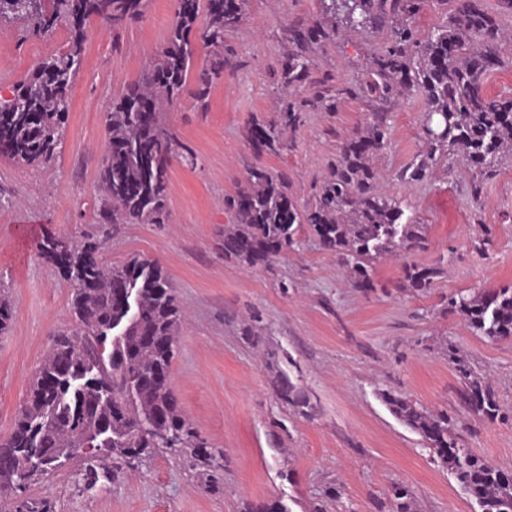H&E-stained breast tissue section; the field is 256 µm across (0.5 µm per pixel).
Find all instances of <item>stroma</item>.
I'll return each mask as SVG.
<instances>
[{"instance_id":"1","label":"stroma","mask_w":512,"mask_h":512,"mask_svg":"<svg viewBox=\"0 0 512 512\" xmlns=\"http://www.w3.org/2000/svg\"><path fill=\"white\" fill-rule=\"evenodd\" d=\"M328 8L327 0H250L246 20L224 36V73L206 103L192 79L167 107L165 125L193 160L168 170L166 223H100L97 175L106 115L165 47L175 0H150L143 18L116 28L87 21L53 160L21 166L0 155V291L12 307L0 334V440L12 433L55 335L76 328L72 287L39 245L90 239L100 243L104 264L138 256L166 271L185 315L169 387L214 457L209 467L161 448L90 490L77 459L29 484L25 496L50 501L54 512H245L271 500L289 512H385L393 487L403 484L415 512H479L422 438L390 413L384 391L447 411L464 447L512 472V340L477 336L448 308L457 292L512 285V159L484 178L477 200L472 170L444 156L424 180H399L429 149L426 103L414 89L388 103L360 94L385 28L356 29L337 18L336 39L317 45L311 82L284 90L290 27L314 25ZM68 39L64 26L44 37L24 22L0 21V93L10 94ZM319 89L342 90L336 110L307 108L296 127L284 128L279 153L256 155L252 128L279 121L284 97ZM377 112L386 113L390 136L372 161L375 188L399 201L403 222L424 225L425 248L377 260L370 291L354 286L306 226L271 264L225 258L224 231L235 222L226 201L251 166L283 173L292 203L312 209L344 144ZM410 266L438 269L431 288L407 287ZM459 358L493 392L497 417L462 402ZM280 374L307 397V408L278 398Z\"/></svg>"}]
</instances>
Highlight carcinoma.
<instances>
[{"mask_svg":"<svg viewBox=\"0 0 512 512\" xmlns=\"http://www.w3.org/2000/svg\"><path fill=\"white\" fill-rule=\"evenodd\" d=\"M340 2L354 26H386L390 39L368 67L362 92L388 102L406 88L425 97L423 132L429 152L406 167L400 178L419 181L437 161L436 153L455 156L487 175L512 156V99L484 91L487 75L505 65L498 48V24L484 0H456L448 26L417 42V18L427 0H331ZM249 0H177L176 23L168 45L106 117L108 150L98 184L108 202L106 224H162L167 211V173L172 161L191 150L179 144L163 122L166 106L183 91L196 45L189 38L199 15L207 23L199 38L208 49L210 66L197 78L204 97L224 73V34L246 18ZM146 0H0V17L24 18L33 32L47 35L63 23L71 31L67 50L37 64L32 77L7 98L0 97V153L20 165L49 161L60 143L70 93L82 63L83 26L91 18L118 26L143 15ZM336 24L326 19L290 30L286 65L288 84L299 87L311 77L314 45L333 40ZM339 95L317 90L312 105L336 109ZM385 116L373 113L367 131L350 139L340 161L324 181L313 209L297 210L284 177L263 166L249 170L247 182L228 201L237 228L224 234V256L254 266L267 263L291 247L295 232L306 224L320 244L338 256L359 288H373V263L402 249L422 248L424 225L403 224L400 203L375 191L370 165L389 138ZM282 131L259 126L251 133L255 149L277 154ZM100 244L73 245L49 238L42 255L71 284V313L77 324L60 333L32 379L30 394L15 419L10 437L0 442V492L49 474L64 462L87 461L84 487L109 478L122 465L157 448L189 452L210 464L211 452L186 426L168 385L147 381L157 368L167 369L178 343L183 315L174 288L160 265L133 257L121 266L92 260ZM437 270L410 267L408 287L427 288ZM124 288L136 291L138 316L127 335L105 352L108 329L126 320L120 298ZM448 306L468 327L491 342L512 339V286L493 292L455 293ZM463 399L471 409L492 418L497 404L490 389L463 367ZM276 393L289 405L306 400L286 375ZM383 401L393 415L416 432L439 461L475 499L481 512H512V474L462 447L448 412H432L390 392ZM413 493L394 488L387 512H414ZM12 512H53L47 500H14Z\"/></svg>","mask_w":512,"mask_h":512,"instance_id":"obj_1","label":"carcinoma"}]
</instances>
